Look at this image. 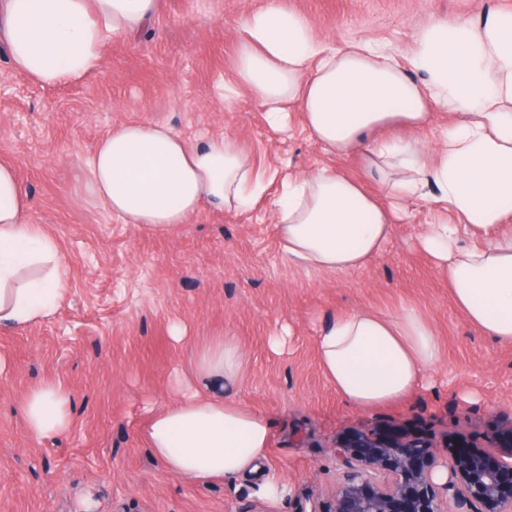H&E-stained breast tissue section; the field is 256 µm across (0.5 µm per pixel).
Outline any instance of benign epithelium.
Instances as JSON below:
<instances>
[{
  "label": "benign epithelium",
  "instance_id": "benign-epithelium-1",
  "mask_svg": "<svg viewBox=\"0 0 512 512\" xmlns=\"http://www.w3.org/2000/svg\"><path fill=\"white\" fill-rule=\"evenodd\" d=\"M487 439L498 450L441 457L419 439L362 431L334 444L331 500L309 512H512V421Z\"/></svg>",
  "mask_w": 512,
  "mask_h": 512
}]
</instances>
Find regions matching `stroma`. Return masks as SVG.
Instances as JSON below:
<instances>
[{"label":"stroma","instance_id":"stroma-1","mask_svg":"<svg viewBox=\"0 0 512 512\" xmlns=\"http://www.w3.org/2000/svg\"><path fill=\"white\" fill-rule=\"evenodd\" d=\"M273 1L335 46L388 43L403 55L427 19L512 11V0H159L135 40L109 41L95 73L57 87L15 70L0 43V84L14 87L0 96V159L15 163L31 220L59 242L68 270L51 318L0 329V512H309L336 479L339 435L368 425L439 447L461 438L484 447L512 408V345L471 329L419 246L436 219L429 200L409 203L364 267L316 274L283 260L267 208L206 207L158 233L117 222L91 194L89 157L113 126L132 122L168 123L194 143L228 135L259 164L294 173L330 166L377 192L360 158L326 153L300 118L274 130L246 93L225 109L245 19ZM406 307L435 329L440 364L404 403L346 406L316 357L322 320ZM218 333L235 337L248 362L232 399L274 422L266 465L290 488L278 505L258 496L252 476L204 485L170 475L143 444L148 407L174 399L195 349ZM279 335L286 342L275 352L269 339ZM44 383L68 392L72 425L39 440L21 405Z\"/></svg>","mask_w":512,"mask_h":512}]
</instances>
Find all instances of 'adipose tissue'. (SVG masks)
<instances>
[{"mask_svg": "<svg viewBox=\"0 0 512 512\" xmlns=\"http://www.w3.org/2000/svg\"><path fill=\"white\" fill-rule=\"evenodd\" d=\"M158 0H0V38L13 67L52 87L95 72L107 37L135 38ZM261 104L269 124L286 128L296 106L310 137L327 153L359 155L380 192L333 168L281 177L255 170L235 139L195 144L164 123H126L98 144L90 162L95 198L125 224L164 233L204 206L255 208L269 200L280 252L316 273L363 267L383 251L408 201L430 197L444 215L419 243L448 281L473 330L512 345V12L477 22L427 20L408 64L388 47L357 42L332 48L303 17L276 5L251 12L224 104L241 92ZM462 114L433 148L383 138L400 124L415 131L437 111ZM278 183L267 198L270 183ZM29 193L13 164L0 162V326L50 318L67 288L60 247L30 221ZM480 239L464 245L461 232ZM328 382L351 407L401 402L443 357L440 339L416 310L394 316L339 312L316 338ZM246 359L218 336L196 348L195 383L232 386ZM27 433L56 437L71 425V399L41 384L27 394ZM141 437L166 471L193 483L259 473L271 438L267 415L219 394L189 392L151 410Z\"/></svg>", "mask_w": 512, "mask_h": 512, "instance_id": "1", "label": "adipose tissue"}]
</instances>
